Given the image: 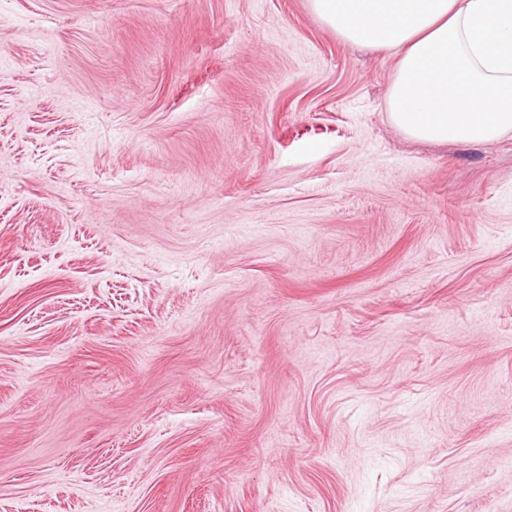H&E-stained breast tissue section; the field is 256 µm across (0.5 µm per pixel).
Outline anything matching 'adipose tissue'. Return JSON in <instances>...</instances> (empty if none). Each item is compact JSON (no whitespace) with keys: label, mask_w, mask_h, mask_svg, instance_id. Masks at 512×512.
Here are the masks:
<instances>
[{"label":"adipose tissue","mask_w":512,"mask_h":512,"mask_svg":"<svg viewBox=\"0 0 512 512\" xmlns=\"http://www.w3.org/2000/svg\"><path fill=\"white\" fill-rule=\"evenodd\" d=\"M343 43L396 55L390 121L410 138L512 133V0H308Z\"/></svg>","instance_id":"adipose-tissue-1"}]
</instances>
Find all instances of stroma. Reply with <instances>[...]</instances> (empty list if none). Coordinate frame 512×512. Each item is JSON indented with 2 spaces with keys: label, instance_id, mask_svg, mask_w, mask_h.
I'll return each mask as SVG.
<instances>
[{
  "label": "stroma",
  "instance_id": "1",
  "mask_svg": "<svg viewBox=\"0 0 512 512\" xmlns=\"http://www.w3.org/2000/svg\"><path fill=\"white\" fill-rule=\"evenodd\" d=\"M307 0H0V512H512V135L394 126Z\"/></svg>",
  "mask_w": 512,
  "mask_h": 512
}]
</instances>
